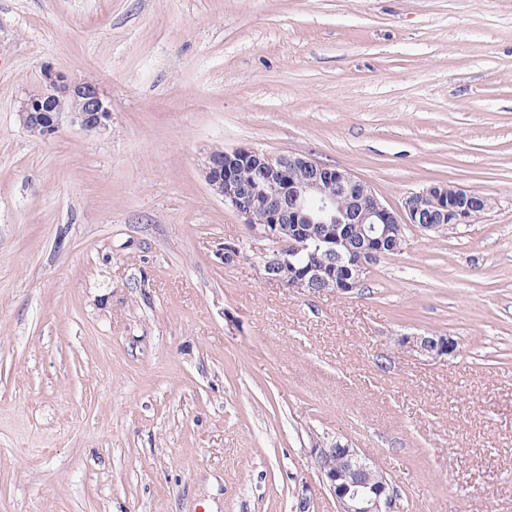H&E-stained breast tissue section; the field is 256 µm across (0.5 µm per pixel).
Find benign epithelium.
<instances>
[{
  "label": "benign epithelium",
  "mask_w": 512,
  "mask_h": 512,
  "mask_svg": "<svg viewBox=\"0 0 512 512\" xmlns=\"http://www.w3.org/2000/svg\"><path fill=\"white\" fill-rule=\"evenodd\" d=\"M44 79L45 89L20 107L25 127L40 123L49 135L65 117L86 131L108 128L112 112L97 84L51 70ZM62 97L79 102V108H62ZM245 170L257 177L244 179ZM203 173L226 206L276 244L263 260L265 278L306 295L349 293L363 283L371 260L405 240L407 228L443 234L470 223L489 206L479 192L440 182L410 193L394 209L347 170L249 148L210 152ZM400 342L432 359L457 351L455 340L446 335H405ZM315 455L337 512H396V487L358 449L337 443L315 449Z\"/></svg>",
  "instance_id": "obj_1"
}]
</instances>
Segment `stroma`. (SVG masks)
I'll use <instances>...</instances> for the list:
<instances>
[{"label":"stroma","instance_id":"35a3bbf8","mask_svg":"<svg viewBox=\"0 0 512 512\" xmlns=\"http://www.w3.org/2000/svg\"><path fill=\"white\" fill-rule=\"evenodd\" d=\"M48 68L107 130L27 133ZM240 147L492 205L303 296L205 182ZM336 442L399 512H512V0H0V512H336ZM400 342L403 346L412 345L422 355L432 359L453 356L457 351L455 340L446 335H405L401 336Z\"/></svg>","mask_w":512,"mask_h":512}]
</instances>
